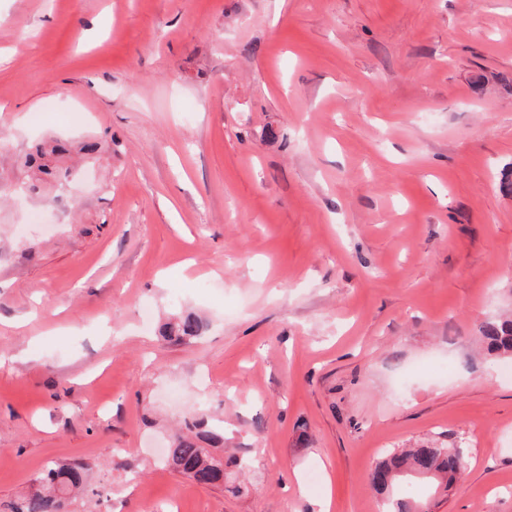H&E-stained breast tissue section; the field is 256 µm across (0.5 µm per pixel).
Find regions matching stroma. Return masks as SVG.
Instances as JSON below:
<instances>
[{
  "label": "stroma",
  "instance_id": "obj_1",
  "mask_svg": "<svg viewBox=\"0 0 512 512\" xmlns=\"http://www.w3.org/2000/svg\"><path fill=\"white\" fill-rule=\"evenodd\" d=\"M47 137L103 148L0 198V512L53 460L66 512H379L448 437L416 497L512 512V0H0V180ZM199 415L220 488L162 462ZM205 329L204 321L193 313L183 314L175 322L164 327V336H175L180 339H194L201 336ZM479 332L488 351L493 354H512V320L488 319L480 323ZM460 446L426 442L402 451H393L370 475L376 479V491L384 496L382 512H428L425 503L413 498L409 485L413 479H427L446 490L462 470L465 453Z\"/></svg>",
  "mask_w": 512,
  "mask_h": 512
}]
</instances>
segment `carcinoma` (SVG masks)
Segmentation results:
<instances>
[{"label": "carcinoma", "instance_id": "1", "mask_svg": "<svg viewBox=\"0 0 512 512\" xmlns=\"http://www.w3.org/2000/svg\"><path fill=\"white\" fill-rule=\"evenodd\" d=\"M71 151V145L55 140L37 144L25 157L28 168L25 192L42 194L48 183L61 184L71 176L60 159ZM205 329L204 321L193 313L183 314L164 327L163 334L180 339H194ZM479 332L488 351L493 354H512V320L488 319L480 323ZM187 432L175 433L164 456V465L175 473L188 477L198 485L224 486V457L213 452L224 446V431L208 427L204 418L186 423ZM465 453L460 446L447 447L426 442L414 448L394 451L371 472L376 479V491L384 496L383 512H425L426 504L413 498L410 482L427 479L444 488L462 470ZM86 466L81 462L49 464L36 478L37 487L23 500L16 512H64L66 501L83 487Z\"/></svg>", "mask_w": 512, "mask_h": 512}]
</instances>
